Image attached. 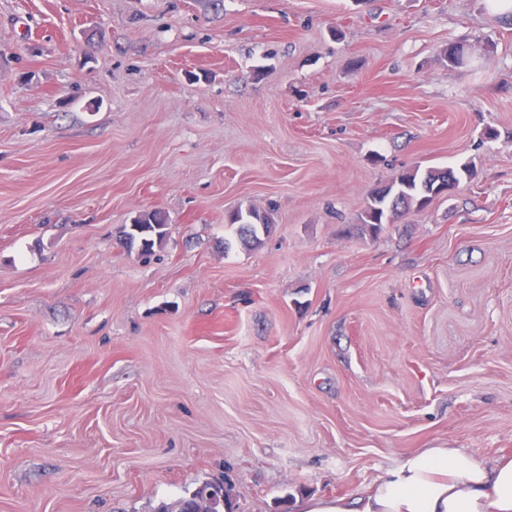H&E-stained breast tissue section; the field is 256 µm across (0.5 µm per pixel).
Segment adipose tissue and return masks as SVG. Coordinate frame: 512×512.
<instances>
[{
	"mask_svg": "<svg viewBox=\"0 0 512 512\" xmlns=\"http://www.w3.org/2000/svg\"><path fill=\"white\" fill-rule=\"evenodd\" d=\"M300 512H512V456L489 464L458 448H425L362 492L313 497Z\"/></svg>",
	"mask_w": 512,
	"mask_h": 512,
	"instance_id": "ef3b65f1",
	"label": "adipose tissue"
}]
</instances>
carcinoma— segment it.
I'll list each match as a JSON object with an SVG mask.
<instances>
[{
    "instance_id": "carcinoma-1",
    "label": "carcinoma",
    "mask_w": 512,
    "mask_h": 512,
    "mask_svg": "<svg viewBox=\"0 0 512 512\" xmlns=\"http://www.w3.org/2000/svg\"><path fill=\"white\" fill-rule=\"evenodd\" d=\"M474 177L475 170L468 164L456 170L429 167L407 171L374 189L359 217V223L375 232L381 226L393 223L395 218L411 208L417 211L427 209L436 198L445 196L446 187L458 186L462 181H470ZM226 225L240 239L248 242L259 240V233L267 234L272 228L269 216L240 209L227 215ZM166 230L167 218L154 211L141 214L134 223L125 225L122 236L128 248L138 243L142 250L147 251L165 238ZM201 507L207 508V512H224V496L217 490L216 484L205 482L177 501L176 508L163 505L159 512H190Z\"/></svg>"
}]
</instances>
